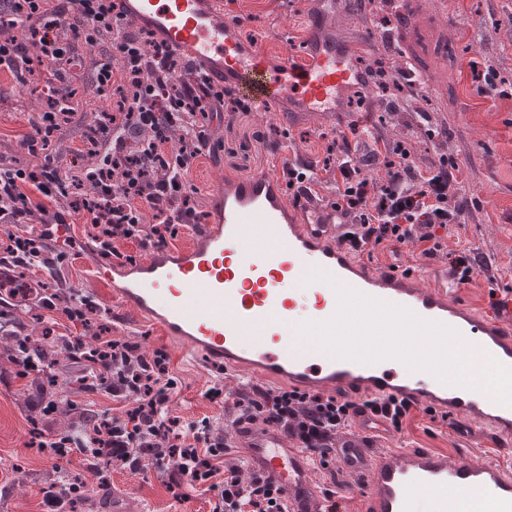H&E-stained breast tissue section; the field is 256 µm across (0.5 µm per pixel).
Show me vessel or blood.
<instances>
[{"instance_id": "1", "label": "vessel or blood", "mask_w": 512, "mask_h": 512, "mask_svg": "<svg viewBox=\"0 0 512 512\" xmlns=\"http://www.w3.org/2000/svg\"><path fill=\"white\" fill-rule=\"evenodd\" d=\"M310 35L279 58L247 44L220 0H121L127 24L146 28L187 54L215 82L270 112L344 111L352 92L365 90L359 59L364 42L328 32L333 0H313ZM216 212L197 225L187 247H159L122 268L107 260L94 277L112 282L110 305L161 327L187 353L241 375L243 385L279 383L306 393L392 396L512 444V407L457 385H427L402 361L360 362L304 348L292 312L306 281L327 275L314 294L310 321L329 320L338 308L334 283L407 309L454 330L476 353L512 368V289L499 291L495 312L483 315L464 298L422 284L419 273L373 268L342 235L331 202L299 210L280 174L225 177L211 191ZM359 433L339 437L331 455L365 482L361 512H412L418 493H433V512H512V468L472 462L468 452L449 458L444 448H377L387 424L362 414ZM237 445L250 472L281 490L287 512H331L332 500L311 474L320 454L289 447L280 429L238 426Z\"/></svg>"}]
</instances>
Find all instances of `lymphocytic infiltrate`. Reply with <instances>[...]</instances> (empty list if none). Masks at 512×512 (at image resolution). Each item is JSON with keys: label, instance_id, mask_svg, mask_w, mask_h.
Returning <instances> with one entry per match:
<instances>
[{"label": "lymphocytic infiltrate", "instance_id": "lymphocytic-infiltrate-1", "mask_svg": "<svg viewBox=\"0 0 512 512\" xmlns=\"http://www.w3.org/2000/svg\"><path fill=\"white\" fill-rule=\"evenodd\" d=\"M24 26L26 42L4 36L5 28ZM103 45L95 63L94 84L99 98L120 93L117 109L95 113L82 153L96 156L95 165L81 168L72 179L62 178L50 145L70 119L64 90L70 86L79 47ZM39 69H32V62ZM0 71L19 84L36 82L51 98L22 146L39 158L38 166L19 168L0 161V281L17 269L34 273L41 282L29 306L62 318L76 327L90 328L98 306L87 295L62 287L63 271L76 246L73 238L59 239L58 230L72 213L84 215L88 244L99 257L130 262L120 243L141 248L162 247L180 230L199 223V189L190 179L194 163L210 151L208 120L225 113L247 112L251 105L233 90L215 87L205 72L148 29L133 30L123 20L118 0H0ZM173 85L167 98L160 88ZM180 129L184 146L171 152L173 129ZM151 138H142V130ZM358 127L328 143L326 153L336 161L335 206L351 227L345 234L354 246L373 250L380 245L418 241L424 257L441 250L437 229L458 223L460 210L451 200L460 185L461 169L447 158L418 166L403 144L376 141L374 148L354 157L351 139ZM378 174L364 178V167ZM151 209L156 221L142 220ZM42 224L39 235L18 233L23 224ZM19 301L0 291V339L9 338L14 354L11 373L31 379L42 398L45 414L60 404L57 378L47 361L31 348V337L16 321ZM93 345L82 338L62 339L70 362L78 367L79 388L104 393L126 402L123 415L91 413L83 434L55 430L46 423L33 428L43 454L60 459L82 455L92 482L62 479L58 493L44 494L41 512H67L74 500L111 486L113 470L131 473L153 467L167 478L174 498L184 487H202L214 495L212 512H283L281 492L257 476H242L228 466L224 434L209 422L182 424L169 410L177 389L164 352L145 356L138 342L94 333ZM236 422L274 423L301 447L325 452L352 416L370 411L390 417L402 429L409 403L395 397L353 401L347 397L269 390L258 386L236 392Z\"/></svg>", "mask_w": 512, "mask_h": 512}]
</instances>
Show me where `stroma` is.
Listing matches in <instances>:
<instances>
[{"label":"stroma","instance_id":"stroma-1","mask_svg":"<svg viewBox=\"0 0 512 512\" xmlns=\"http://www.w3.org/2000/svg\"><path fill=\"white\" fill-rule=\"evenodd\" d=\"M226 16L238 19L246 41L258 42L263 50L278 54L280 48L302 46L307 38L305 16L309 0H223ZM332 31L345 40H364L371 50L362 58L366 68L379 60L405 52L413 56L421 76L418 90L398 91L405 108L387 110L377 86L366 91V104H351L342 112L295 115L273 112H239L224 124L212 125L214 153L196 161L191 179L199 189V209L210 215V191L224 176L278 169L302 157L321 160L325 146L350 126L369 127L375 137L403 143L416 164L424 166L445 155L463 171L455 195L465 205L460 223L448 225L440 236L444 252L433 258L421 256L419 243L407 242L374 249L368 262L375 267L399 265L418 272L424 283L447 288L479 307L487 306L490 287L512 289V0H336V11L327 18ZM100 47L84 46L78 53L73 114L54 142L64 175L82 166L78 149L93 113L111 109L93 87V63ZM497 74L495 87L480 75L487 69ZM43 107L37 95L0 72V158L26 166L32 157L20 140L32 130ZM432 118L434 135L418 127L419 113ZM282 141L286 150L271 153ZM469 250L486 260L488 272L473 282L455 286L448 277L449 258ZM97 260L91 250H82L64 273L68 287L84 291L95 301L107 298L112 285L95 280ZM106 325L114 337H131L142 344L145 355L164 351L177 380L171 403L173 415L190 423L209 419L215 432L231 428L223 403L205 398L215 380L226 389L237 387L232 376L202 359L182 355L174 340L155 326H147L130 312L113 311ZM56 391L86 409L121 415L124 407L101 394L79 392L76 372L68 365L53 368ZM30 380L8 377L0 380V512H38L42 498L41 477L58 471L76 478L88 473L80 455L51 460L37 446L23 405L32 392ZM386 448H469L477 460H496L512 465V447H501L494 436L476 439L461 424L444 422L423 409H415L402 431L381 436ZM28 478L18 483V471ZM319 485L346 500L351 512L360 506L363 481L350 475L338 462L318 467ZM113 482L122 487L131 512H211L212 494L192 490L186 499H174L166 478L155 470L137 475L114 472Z\"/></svg>","mask_w":512,"mask_h":512}]
</instances>
